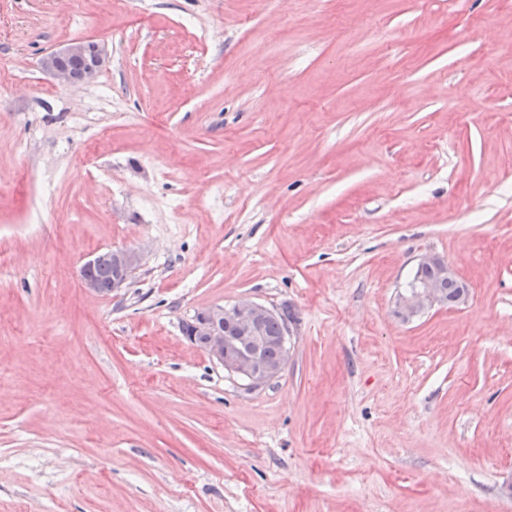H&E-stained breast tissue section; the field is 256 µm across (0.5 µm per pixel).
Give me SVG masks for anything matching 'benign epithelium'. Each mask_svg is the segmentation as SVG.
Masks as SVG:
<instances>
[{
    "label": "benign epithelium",
    "mask_w": 512,
    "mask_h": 512,
    "mask_svg": "<svg viewBox=\"0 0 512 512\" xmlns=\"http://www.w3.org/2000/svg\"><path fill=\"white\" fill-rule=\"evenodd\" d=\"M106 62L104 47L94 39L73 40L41 59V67L63 86L92 81ZM119 264L121 271L112 278L109 292L115 293L129 285L131 275L141 263V255L135 249L106 250L95 253L83 264L90 269L97 266ZM422 266L437 265L439 278L424 280L400 295L398 314L410 320L436 304L445 302L443 282L454 278L447 263L438 257H427ZM278 316L276 310L249 298H240L230 306H214L198 311L183 325L191 341L206 339L204 347L208 356L224 370L246 380L252 387H261L277 378L288 363L289 327H284L280 344L283 355L273 365L263 358L268 342L263 325Z\"/></svg>",
    "instance_id": "benign-epithelium-1"
}]
</instances>
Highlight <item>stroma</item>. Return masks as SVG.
Returning <instances> with one entry per match:
<instances>
[{"label":"stroma","mask_w":512,"mask_h":512,"mask_svg":"<svg viewBox=\"0 0 512 512\" xmlns=\"http://www.w3.org/2000/svg\"><path fill=\"white\" fill-rule=\"evenodd\" d=\"M79 38L105 66L61 86ZM116 248L129 287L88 293ZM427 256L468 295L402 320ZM243 296L290 315L259 388L182 331ZM510 482L512 0H0V512H512ZM70 61H78L80 66L73 68ZM106 62L104 47L94 39L73 40L60 49L51 51L41 59V67L63 86L92 81ZM115 263L121 266V271L116 276H114L115 269L112 267ZM140 263L141 255L135 249H116L95 253L89 257L82 268L90 269L97 266L101 267L84 272L86 275L81 277V285L89 292L102 295L101 287L104 292H108L112 279L109 293L118 292L129 285L131 275L139 268Z\"/></svg>","instance_id":"35a3bbf8"}]
</instances>
